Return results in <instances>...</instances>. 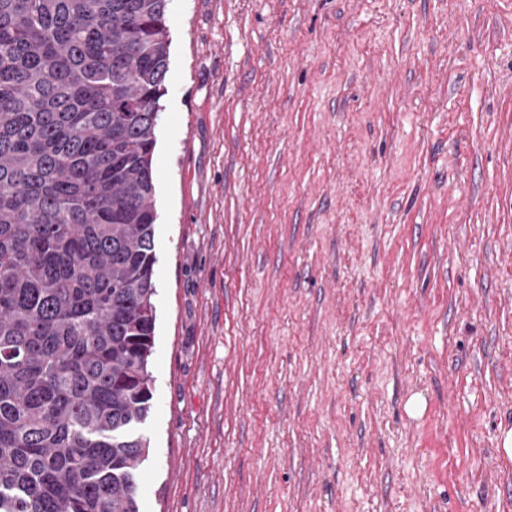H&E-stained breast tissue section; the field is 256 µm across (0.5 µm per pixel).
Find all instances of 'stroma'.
<instances>
[{"label":"stroma","mask_w":512,"mask_h":512,"mask_svg":"<svg viewBox=\"0 0 512 512\" xmlns=\"http://www.w3.org/2000/svg\"><path fill=\"white\" fill-rule=\"evenodd\" d=\"M140 512H512V0H169Z\"/></svg>","instance_id":"stroma-1"}]
</instances>
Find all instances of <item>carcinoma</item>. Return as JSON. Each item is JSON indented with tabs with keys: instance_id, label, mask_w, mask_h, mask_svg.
<instances>
[{
	"instance_id": "cac0c4a2",
	"label": "carcinoma",
	"mask_w": 512,
	"mask_h": 512,
	"mask_svg": "<svg viewBox=\"0 0 512 512\" xmlns=\"http://www.w3.org/2000/svg\"><path fill=\"white\" fill-rule=\"evenodd\" d=\"M169 0H0V512H140Z\"/></svg>"
}]
</instances>
